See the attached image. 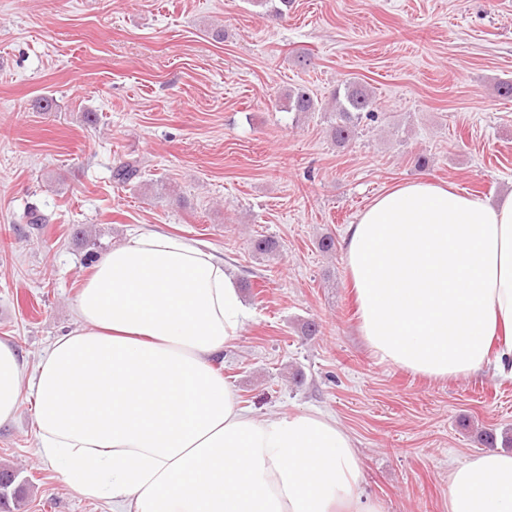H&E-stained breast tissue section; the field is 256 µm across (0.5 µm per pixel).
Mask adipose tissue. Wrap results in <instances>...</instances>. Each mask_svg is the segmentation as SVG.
Instances as JSON below:
<instances>
[{
    "label": "adipose tissue",
    "instance_id": "obj_1",
    "mask_svg": "<svg viewBox=\"0 0 512 512\" xmlns=\"http://www.w3.org/2000/svg\"><path fill=\"white\" fill-rule=\"evenodd\" d=\"M361 335L384 364L432 380L512 381V194L424 177L349 226ZM80 326L35 371L39 458L114 512H381L352 436L318 411L257 418L214 368L248 320L214 254L151 225L114 245L75 303ZM26 368L0 340V425ZM448 512H512V452L448 474Z\"/></svg>",
    "mask_w": 512,
    "mask_h": 512
}]
</instances>
